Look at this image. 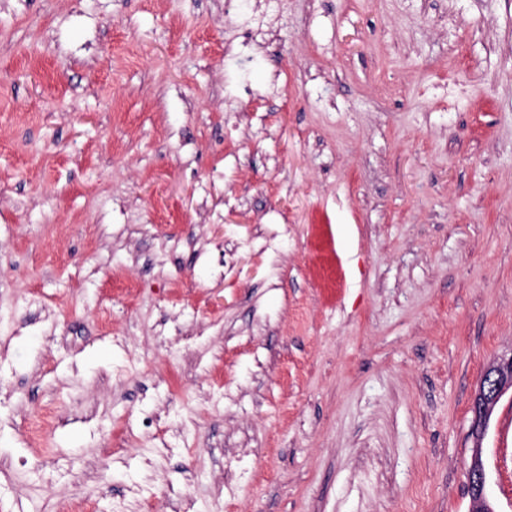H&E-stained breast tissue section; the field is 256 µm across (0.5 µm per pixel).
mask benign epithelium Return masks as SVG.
<instances>
[{
    "mask_svg": "<svg viewBox=\"0 0 512 512\" xmlns=\"http://www.w3.org/2000/svg\"><path fill=\"white\" fill-rule=\"evenodd\" d=\"M512 392V354L488 365L481 375L473 395L471 436L474 448L470 457L471 475L468 480L469 512H496L487 494V474L482 459L485 437L494 407L507 393Z\"/></svg>",
    "mask_w": 512,
    "mask_h": 512,
    "instance_id": "1",
    "label": "benign epithelium"
}]
</instances>
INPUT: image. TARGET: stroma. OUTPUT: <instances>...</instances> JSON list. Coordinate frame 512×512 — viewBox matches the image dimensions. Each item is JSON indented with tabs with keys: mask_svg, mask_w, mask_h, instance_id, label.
Returning a JSON list of instances; mask_svg holds the SVG:
<instances>
[{
	"mask_svg": "<svg viewBox=\"0 0 512 512\" xmlns=\"http://www.w3.org/2000/svg\"><path fill=\"white\" fill-rule=\"evenodd\" d=\"M284 12L0 0V512H468L512 353V0ZM512 393V353L493 361L485 369L473 395L471 436L474 448L470 457L471 475L468 480L469 512H496L487 494V474L482 459V441L485 437L494 407L501 398Z\"/></svg>",
	"mask_w": 512,
	"mask_h": 512,
	"instance_id": "1",
	"label": "stroma"
}]
</instances>
